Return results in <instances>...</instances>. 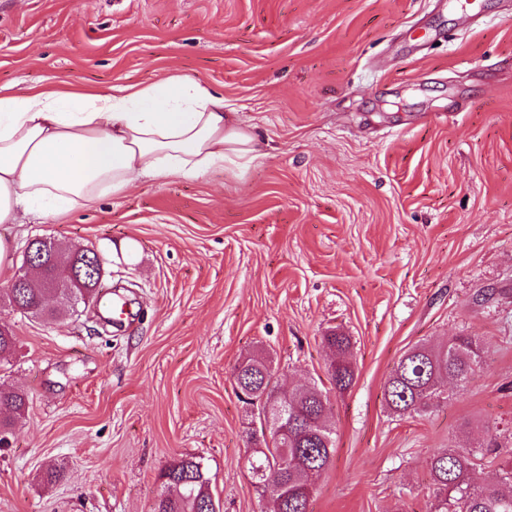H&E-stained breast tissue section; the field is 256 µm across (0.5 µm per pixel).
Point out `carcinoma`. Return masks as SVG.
Returning a JSON list of instances; mask_svg holds the SVG:
<instances>
[{"mask_svg": "<svg viewBox=\"0 0 512 512\" xmlns=\"http://www.w3.org/2000/svg\"><path fill=\"white\" fill-rule=\"evenodd\" d=\"M8 305L22 315L56 316L65 308L40 304L34 288H9ZM323 341L335 349L328 375L337 392L347 391L355 380L351 361L352 340L333 329ZM484 347L473 336H454L438 347L401 357L385 385L384 398L389 410L401 415L428 411L448 392V381L464 386L482 362ZM272 372L267 359L255 355L241 363L235 384L253 391V398L266 399L270 416L276 415L278 400L271 388ZM306 426L298 427L290 436L272 438V444L256 447L247 459L248 469L267 495L262 472L278 476L279 496L271 512H309L315 482L332 463L333 436L325 422L326 397L314 388L295 390ZM473 448H443L429 459L432 493L438 502L435 512H512V465L493 484H477L472 480ZM164 486L179 487L180 493L167 497L160 508L164 512H211L213 497L210 477L201 460L182 457L164 470Z\"/></svg>", "mask_w": 512, "mask_h": 512, "instance_id": "1", "label": "carcinoma"}]
</instances>
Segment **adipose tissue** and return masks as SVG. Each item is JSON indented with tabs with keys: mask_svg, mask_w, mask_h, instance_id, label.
Listing matches in <instances>:
<instances>
[{
	"mask_svg": "<svg viewBox=\"0 0 512 512\" xmlns=\"http://www.w3.org/2000/svg\"><path fill=\"white\" fill-rule=\"evenodd\" d=\"M262 154L223 96L182 74L103 92L0 94V224L17 223L22 208L59 216L142 176L193 178Z\"/></svg>",
	"mask_w": 512,
	"mask_h": 512,
	"instance_id": "obj_1",
	"label": "adipose tissue"
}]
</instances>
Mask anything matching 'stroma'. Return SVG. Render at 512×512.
Segmentation results:
<instances>
[{
	"label": "stroma",
	"instance_id": "obj_1",
	"mask_svg": "<svg viewBox=\"0 0 512 512\" xmlns=\"http://www.w3.org/2000/svg\"><path fill=\"white\" fill-rule=\"evenodd\" d=\"M0 0V91L207 83L265 144L247 166L143 178L64 216L0 224L20 268L51 237L104 257L94 306L16 338L0 393L26 406L0 448V512H152L174 460L202 459L221 512H268L246 465L259 409L233 370L328 397L334 457L311 512H431L429 459L512 462V0ZM353 341L331 386L325 333ZM484 346L450 401L397 416L386 381L413 347ZM57 479H49V472ZM323 341L335 349V358L333 361L331 360L328 375L336 391L343 393L352 386L355 380V370L350 358L353 345L351 337L342 331L333 329L325 334Z\"/></svg>",
	"mask_w": 512,
	"mask_h": 512
}]
</instances>
